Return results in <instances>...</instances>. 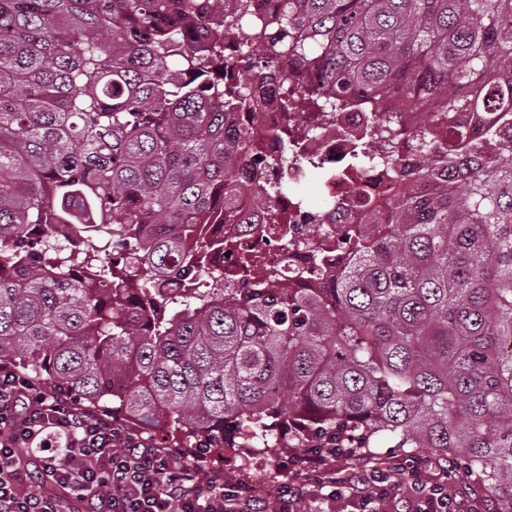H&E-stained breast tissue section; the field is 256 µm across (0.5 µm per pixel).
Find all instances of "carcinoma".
Segmentation results:
<instances>
[{"label": "carcinoma", "instance_id": "1", "mask_svg": "<svg viewBox=\"0 0 512 512\" xmlns=\"http://www.w3.org/2000/svg\"><path fill=\"white\" fill-rule=\"evenodd\" d=\"M223 2L0 0V368L164 425L176 448L224 447L226 421L346 462L385 439L427 448L512 512V0ZM244 29L260 41L224 56ZM253 55L279 70L300 129L402 89L439 113L448 149L410 174L380 158L412 185L362 202L374 228L350 230L338 274L315 252L288 286L272 272L199 292L212 248L254 264L223 229L224 159L250 158L224 93L252 109ZM394 125L376 111L369 128L394 148ZM432 138L424 120L406 145ZM278 165L302 181L315 162L285 148ZM33 224L80 225L85 252L32 242ZM107 231L145 249L118 268L98 255Z\"/></svg>", "mask_w": 512, "mask_h": 512}]
</instances>
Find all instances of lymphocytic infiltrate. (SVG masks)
Returning a JSON list of instances; mask_svg holds the SVG:
<instances>
[{
    "mask_svg": "<svg viewBox=\"0 0 512 512\" xmlns=\"http://www.w3.org/2000/svg\"><path fill=\"white\" fill-rule=\"evenodd\" d=\"M321 454L297 457L275 501L252 484L202 476V459H177L123 433L110 419L0 370V512H304L341 501L350 512H382L408 489L410 512H459L452 467L407 456L367 471L326 468Z\"/></svg>",
    "mask_w": 512,
    "mask_h": 512,
    "instance_id": "f902f5d3",
    "label": "lymphocytic infiltrate"
}]
</instances>
